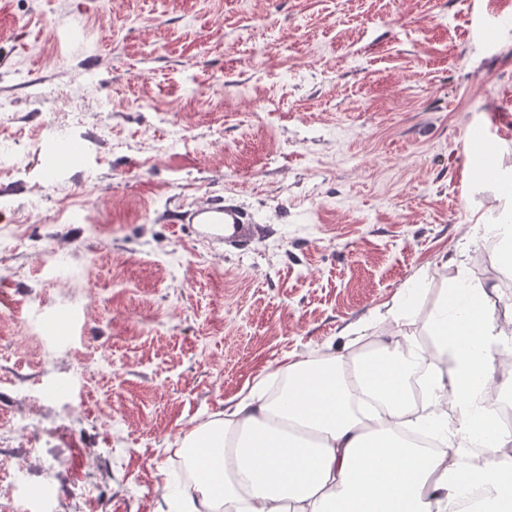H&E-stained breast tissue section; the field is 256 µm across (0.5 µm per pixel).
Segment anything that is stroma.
Instances as JSON below:
<instances>
[{
  "instance_id": "stroma-1",
  "label": "stroma",
  "mask_w": 512,
  "mask_h": 512,
  "mask_svg": "<svg viewBox=\"0 0 512 512\" xmlns=\"http://www.w3.org/2000/svg\"><path fill=\"white\" fill-rule=\"evenodd\" d=\"M0 102V512H169L289 355L501 299L465 148L498 114L512 168V0H0ZM227 198L259 237L177 221Z\"/></svg>"
}]
</instances>
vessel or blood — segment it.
<instances>
[{"label":"vessel or blood","instance_id":"1","mask_svg":"<svg viewBox=\"0 0 512 512\" xmlns=\"http://www.w3.org/2000/svg\"><path fill=\"white\" fill-rule=\"evenodd\" d=\"M179 220L193 224L204 238H223L226 244L237 246L250 241L260 232L248 213L232 201L221 205L203 204L181 213Z\"/></svg>","mask_w":512,"mask_h":512}]
</instances>
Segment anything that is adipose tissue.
<instances>
[{
	"instance_id": "adipose-tissue-1",
	"label": "adipose tissue",
	"mask_w": 512,
	"mask_h": 512,
	"mask_svg": "<svg viewBox=\"0 0 512 512\" xmlns=\"http://www.w3.org/2000/svg\"><path fill=\"white\" fill-rule=\"evenodd\" d=\"M499 221L485 233L512 270V170L498 169ZM432 346L398 327L347 353L306 355L230 400L183 439L199 468L181 512H512V435L487 405L506 332L486 288L459 284L431 315ZM420 379V399L409 394ZM427 431L426 452L399 437Z\"/></svg>"
}]
</instances>
